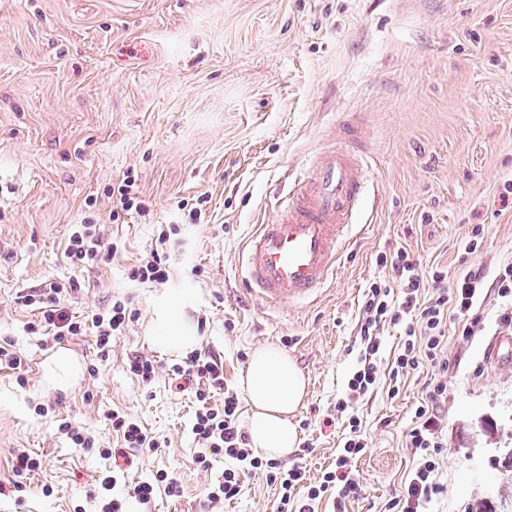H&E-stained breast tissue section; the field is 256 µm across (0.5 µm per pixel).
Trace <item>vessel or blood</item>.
I'll return each mask as SVG.
<instances>
[{
	"instance_id": "obj_1",
	"label": "vessel or blood",
	"mask_w": 512,
	"mask_h": 512,
	"mask_svg": "<svg viewBox=\"0 0 512 512\" xmlns=\"http://www.w3.org/2000/svg\"><path fill=\"white\" fill-rule=\"evenodd\" d=\"M362 137L357 123H345L342 144L315 155L275 219L247 242L242 281L255 300L303 303L335 280L374 164L358 148Z\"/></svg>"
}]
</instances>
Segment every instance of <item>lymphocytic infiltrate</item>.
Returning <instances> with one entry per match:
<instances>
[{"label": "lymphocytic infiltrate", "instance_id": "lymphocytic-infiltrate-1", "mask_svg": "<svg viewBox=\"0 0 512 512\" xmlns=\"http://www.w3.org/2000/svg\"><path fill=\"white\" fill-rule=\"evenodd\" d=\"M118 253L116 244L104 242L99 228L82 224L74 228L65 248L71 266L82 267ZM391 282L375 281L365 289L360 310L358 336L360 354L350 372L342 398L335 408L345 412L352 400L370 393L381 370V333L385 326L401 327L403 342L390 366L388 377L391 395H398L402 381L412 371L427 365L437 369L426 391L424 403L414 412V425L407 434L406 446L414 457V467L399 494L386 503V512H427L434 497L442 493L437 480L442 462L443 445L438 437L441 424L439 404L448 392L443 379L448 362L443 353L449 314L459 317L458 331L462 339L474 336L479 319L474 309L485 287L482 269L472 266L458 276L435 270L431 278H423L406 250H397L389 260ZM430 288L429 299H422L423 288ZM77 288L53 282L49 287L31 291L26 304L39 306L41 327L54 342L83 335L94 330L101 353H109L112 341L128 331L137 314L128 302L113 301L110 308L73 320L65 310L68 297ZM173 380L187 385L196 401L190 432L201 450L195 458L197 467L211 473L216 459H224L219 475H212L206 489L208 512H220L226 501L237 497L244 477L264 475L267 482L278 485L280 498L277 512H318L323 499H330L334 512H347V504L362 491L355 472L356 461L368 443L360 433L357 417H349L350 436L337 455L335 465L323 472L319 480L310 482L299 465H285L256 454L248 432L240 422L241 401L236 391L224 382V363L217 356L190 352L183 361L169 369ZM223 402H216V393Z\"/></svg>", "mask_w": 512, "mask_h": 512}]
</instances>
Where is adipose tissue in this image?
I'll return each mask as SVG.
<instances>
[{
  "label": "adipose tissue",
  "mask_w": 512,
  "mask_h": 512,
  "mask_svg": "<svg viewBox=\"0 0 512 512\" xmlns=\"http://www.w3.org/2000/svg\"><path fill=\"white\" fill-rule=\"evenodd\" d=\"M188 298L165 295L155 304V312L165 323L162 345L173 352L189 348L195 341L181 323L180 313ZM250 404L248 430L251 444L260 453L282 458L299 444L291 417L306 394V381L288 355L273 346L255 350L242 382Z\"/></svg>",
  "instance_id": "ef3b65f1"
}]
</instances>
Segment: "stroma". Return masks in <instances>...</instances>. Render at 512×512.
Instances as JSON below:
<instances>
[{
  "instance_id": "obj_1",
  "label": "stroma",
  "mask_w": 512,
  "mask_h": 512,
  "mask_svg": "<svg viewBox=\"0 0 512 512\" xmlns=\"http://www.w3.org/2000/svg\"><path fill=\"white\" fill-rule=\"evenodd\" d=\"M357 114L376 155L359 223L368 230L341 260L332 289L291 308L251 301L239 258L258 225L340 122ZM135 178L144 210L111 219L112 191ZM103 225L122 247L113 260L76 268L65 245L74 225ZM482 230L480 253L462 240ZM167 243H159L161 232ZM162 249L170 279H129L132 266ZM405 249L430 275L483 266L487 282L512 263V0H0V344L28 360L26 384L0 366V485L20 450L41 471L0 495V512H96L104 449L120 447L109 415L129 414L158 439L127 451V488L166 472L182 488L127 512H204L208 476L195 458L191 392L172 387L154 313L165 293L187 294L182 321L194 349L220 357L240 389L253 352L274 346L307 382L295 412L300 443L289 462L309 479L331 467L347 435L332 406L358 357L365 289L387 277L378 259ZM74 279L73 316L130 300L126 336L100 359L93 334L64 347L74 362L53 385L39 358L38 312L20 294ZM469 340L449 314L448 396L441 402L444 493L433 512H470L500 483L512 448V370L484 356L512 300L488 290ZM136 353L163 367L151 385L126 370ZM431 367L409 375L398 397L388 379L356 413L368 448L348 512H383L413 465L405 437L425 399ZM46 407L36 413V404ZM81 427L92 450L73 447L61 420ZM53 486L52 495L42 493ZM277 492L250 477L223 512H277Z\"/></svg>"
}]
</instances>
